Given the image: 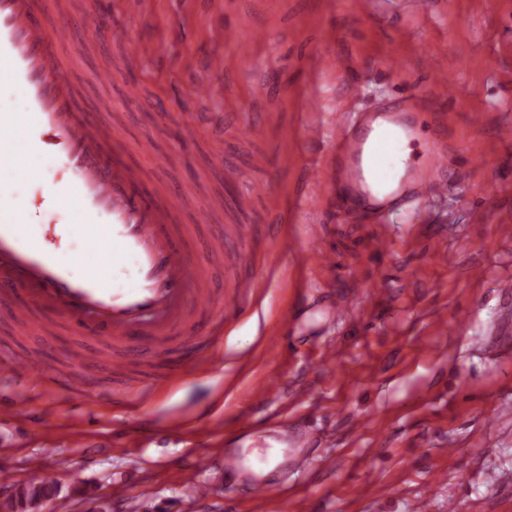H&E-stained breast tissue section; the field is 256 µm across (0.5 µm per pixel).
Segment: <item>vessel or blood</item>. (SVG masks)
<instances>
[{
    "mask_svg": "<svg viewBox=\"0 0 512 512\" xmlns=\"http://www.w3.org/2000/svg\"><path fill=\"white\" fill-rule=\"evenodd\" d=\"M72 17L71 0H0V288L28 298L16 306L14 324L33 330L30 313L38 306L80 334L155 344L180 333L213 357L220 347L197 336L193 317L223 308L224 299L202 291L197 260L183 245L193 228L173 222L175 211L196 207V192L189 184L175 191L163 181L145 183L122 158L121 135L78 106L64 71ZM418 136L417 121L397 112H365L338 124L327 177L346 188L337 206L364 204L383 216L447 192L446 148L428 141L406 157ZM59 159L68 170L61 188L50 178ZM37 183L45 189L39 199L30 194ZM48 211L66 213L60 231L82 241L80 256L48 239L41 224ZM130 256L135 281L113 288L111 267ZM77 262L85 268L79 276L71 271ZM25 379L60 383L31 363L0 360L1 385ZM247 497L258 505L288 499L259 479L249 482Z\"/></svg>",
    "mask_w": 512,
    "mask_h": 512,
    "instance_id": "1",
    "label": "vessel or blood"
}]
</instances>
